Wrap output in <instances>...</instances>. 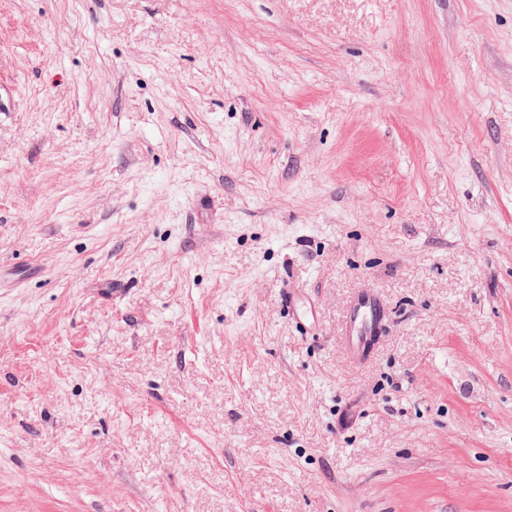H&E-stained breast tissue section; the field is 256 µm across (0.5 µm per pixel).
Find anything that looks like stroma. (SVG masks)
Segmentation results:
<instances>
[{
    "mask_svg": "<svg viewBox=\"0 0 512 512\" xmlns=\"http://www.w3.org/2000/svg\"><path fill=\"white\" fill-rule=\"evenodd\" d=\"M1 82L0 512H512V0H0ZM385 318L380 300L368 291H360L349 303L342 325V342L348 356L358 360L366 353V345L379 332Z\"/></svg>",
    "mask_w": 512,
    "mask_h": 512,
    "instance_id": "35a3bbf8",
    "label": "stroma"
}]
</instances>
